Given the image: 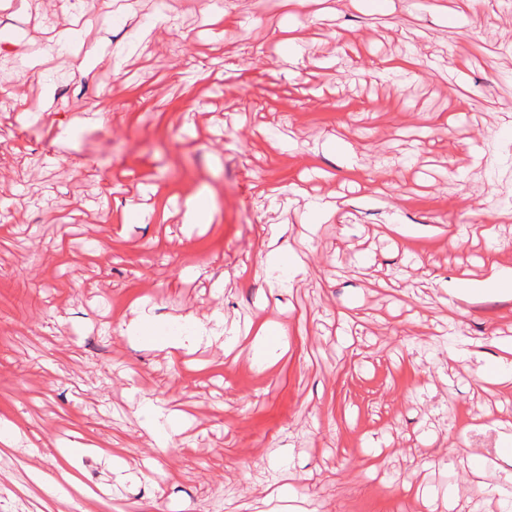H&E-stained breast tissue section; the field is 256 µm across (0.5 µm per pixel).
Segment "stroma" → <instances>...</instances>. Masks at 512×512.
Wrapping results in <instances>:
<instances>
[{
    "mask_svg": "<svg viewBox=\"0 0 512 512\" xmlns=\"http://www.w3.org/2000/svg\"><path fill=\"white\" fill-rule=\"evenodd\" d=\"M385 2L0 0V417L22 431L0 512H37L30 469L75 431L131 464L73 455L99 497L142 512H263L281 482L304 512H469L479 485L478 512H505L512 390L479 378L512 299L450 290L489 248L512 268V0ZM65 35L104 59L63 70ZM292 36L302 61L279 64ZM201 192L211 221L187 226ZM264 225L300 273L260 270ZM215 311L281 323L287 351L171 364L120 331ZM143 394L190 415L177 446L148 437Z\"/></svg>",
    "mask_w": 512,
    "mask_h": 512,
    "instance_id": "35a3bbf8",
    "label": "stroma"
}]
</instances>
